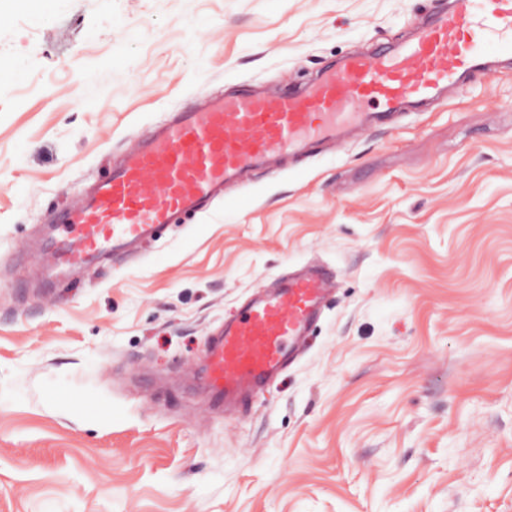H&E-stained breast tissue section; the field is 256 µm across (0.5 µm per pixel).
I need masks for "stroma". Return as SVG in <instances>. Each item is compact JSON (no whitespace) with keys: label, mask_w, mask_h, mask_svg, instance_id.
<instances>
[{"label":"stroma","mask_w":512,"mask_h":512,"mask_svg":"<svg viewBox=\"0 0 512 512\" xmlns=\"http://www.w3.org/2000/svg\"><path fill=\"white\" fill-rule=\"evenodd\" d=\"M448 0H0V512H512V64L225 186L133 258L53 216L178 112L297 93ZM338 282L235 414L189 372L252 292Z\"/></svg>","instance_id":"obj_1"}]
</instances>
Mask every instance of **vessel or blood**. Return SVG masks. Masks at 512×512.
Returning a JSON list of instances; mask_svg holds the SVG:
<instances>
[{
    "label": "vessel or blood",
    "mask_w": 512,
    "mask_h": 512,
    "mask_svg": "<svg viewBox=\"0 0 512 512\" xmlns=\"http://www.w3.org/2000/svg\"><path fill=\"white\" fill-rule=\"evenodd\" d=\"M493 58L512 61V0H448L410 40L346 59L305 94L244 92L181 112L96 182L79 210L57 215L64 237L52 240L51 255L81 268L103 254L135 250L178 216L201 211L245 169L312 154L344 141L350 128L384 125L398 111H422L448 88L491 75ZM355 98L371 110L350 111ZM147 177L163 194L144 191ZM335 286L330 267L303 268L224 323L193 373L214 410L239 407L297 359Z\"/></svg>",
    "instance_id": "vessel-or-blood-1"
}]
</instances>
